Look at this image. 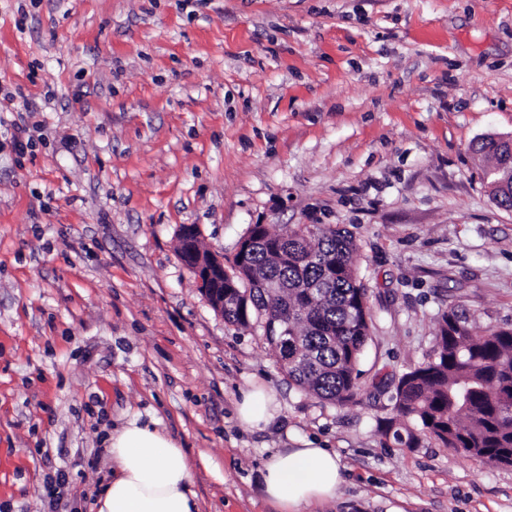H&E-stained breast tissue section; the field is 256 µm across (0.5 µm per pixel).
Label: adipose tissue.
Returning <instances> with one entry per match:
<instances>
[{"instance_id": "ef3b65f1", "label": "adipose tissue", "mask_w": 512, "mask_h": 512, "mask_svg": "<svg viewBox=\"0 0 512 512\" xmlns=\"http://www.w3.org/2000/svg\"><path fill=\"white\" fill-rule=\"evenodd\" d=\"M109 451L112 478L96 512H194L192 464L166 432L132 419L113 432ZM262 477L267 499L280 512L335 499L345 481L336 453L317 447L272 455Z\"/></svg>"}]
</instances>
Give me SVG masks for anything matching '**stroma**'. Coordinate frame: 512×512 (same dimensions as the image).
<instances>
[{"label": "stroma", "instance_id": "stroma-1", "mask_svg": "<svg viewBox=\"0 0 512 512\" xmlns=\"http://www.w3.org/2000/svg\"><path fill=\"white\" fill-rule=\"evenodd\" d=\"M4 87L0 512H94L133 418L181 444L198 512H273L263 463L305 440L346 467L316 512H512V467L396 446L372 386L427 360L444 311L512 328V211L470 151L512 136V0H0ZM253 224L350 232L356 401L289 384L262 327L199 294L179 229L229 263ZM255 387L279 406L261 431L238 419Z\"/></svg>", "mask_w": 512, "mask_h": 512}]
</instances>
